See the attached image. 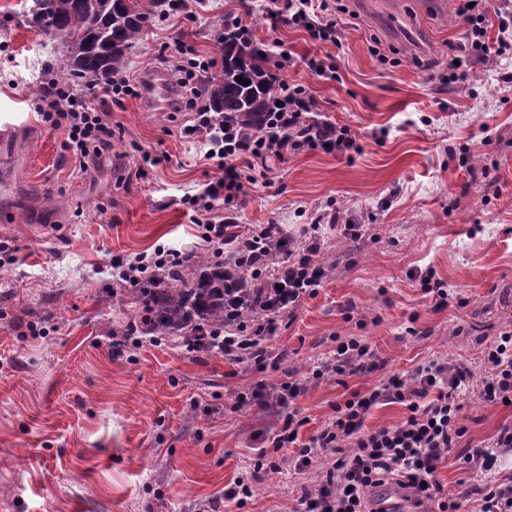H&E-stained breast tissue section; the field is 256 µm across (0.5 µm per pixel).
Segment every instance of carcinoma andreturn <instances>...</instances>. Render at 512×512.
I'll use <instances>...</instances> for the list:
<instances>
[{"mask_svg": "<svg viewBox=\"0 0 512 512\" xmlns=\"http://www.w3.org/2000/svg\"><path fill=\"white\" fill-rule=\"evenodd\" d=\"M169 0H33L32 25L62 39L63 51L50 71L86 84L121 71L127 51L143 36L157 9ZM222 66L207 82L210 111L246 134H259L273 92L265 49L237 31L221 39ZM288 255V242L253 239L229 248L219 261L196 256L168 273L169 282L141 285L130 300L139 312L140 336L183 344L190 340L206 350L224 351V329L252 319L267 304L269 276L288 293V265L273 266Z\"/></svg>", "mask_w": 512, "mask_h": 512, "instance_id": "carcinoma-1", "label": "carcinoma"}]
</instances>
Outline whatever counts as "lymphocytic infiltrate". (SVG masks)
Returning <instances> with one entry per match:
<instances>
[{"mask_svg": "<svg viewBox=\"0 0 512 512\" xmlns=\"http://www.w3.org/2000/svg\"><path fill=\"white\" fill-rule=\"evenodd\" d=\"M264 15L288 21L308 30L324 42L339 40L337 17L344 12L343 0H263ZM458 14L466 23L462 43L456 46L454 62L448 67L449 78L465 76L473 62L512 54V10L501 8L496 38H489L484 0H459ZM290 58L275 54L269 79L275 96L268 115V128L258 135L243 134L236 127L218 120L196 86L197 74L207 65L179 54L174 60L173 77L176 96L173 111L189 109L193 123L188 133H206L210 148L207 157L222 176L198 194L199 211L207 213L202 238L214 252H223L227 240L224 224L214 218L218 207L233 202L255 185L256 177L245 171L240 161L248 156L261 162L283 159L285 154L320 148L345 155L357 144L348 127L314 118L317 106L306 87L286 82L282 74ZM36 109L54 127L65 129L66 147L80 170L98 163L112 149V124L105 113L85 104L73 91L69 80L50 79L38 98ZM309 243L288 265L289 280H302V287L289 288L288 303L296 305L308 290L318 288L324 270L313 262L320 245L322 227L309 225ZM190 251L160 249L154 256H139L123 272L124 280L136 283L159 277L161 270L187 261ZM268 315L243 323L238 333L225 337L224 353L245 358L263 366L267 358ZM368 346L352 338L340 342L331 362L316 371V378L353 376L375 369ZM471 371L464 366L431 360L404 375H392L366 392H352L335 417L307 441L297 439L304 419L294 402L307 385L292 378L273 392L257 386L249 394L237 397V407L252 404L276 406L282 426L273 439V447L295 444L290 463L295 472H303L315 458L327 450L334 459L323 467L317 480L303 487L297 502L299 512H383L371 492L384 485L394 486L408 512H465L467 493L445 494L436 481L438 468L451 459L464 429L460 424L461 391L469 384ZM483 398L490 404H512V331L499 334L484 359ZM382 403H400L409 414L401 422L365 430L364 423L372 408ZM512 457V423L502 425L494 437L470 446L464 457L481 495L483 512H512V478L498 479L497 469Z\"/></svg>", "mask_w": 512, "mask_h": 512, "instance_id": "lymphocytic-infiltrate-1", "label": "lymphocytic infiltrate"}]
</instances>
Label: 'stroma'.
<instances>
[{
    "mask_svg": "<svg viewBox=\"0 0 512 512\" xmlns=\"http://www.w3.org/2000/svg\"><path fill=\"white\" fill-rule=\"evenodd\" d=\"M32 0H0V111L13 114L21 147L4 166L0 192V512H292L303 486L325 466H289L255 484L245 507L224 489L252 469L278 431L272 408H236L256 383L279 387L288 374L307 382L297 405L307 440L334 418L351 392L429 360L469 367L460 395L467 444L512 421V405H491L478 379L484 350L512 327V55L474 64L467 80H447L448 48L465 27L456 0H347L340 44L314 40L287 22L262 25L253 39L295 60L287 81L304 84L321 119L351 129L360 149L339 156L305 150L275 164L223 214L240 234L282 225L303 240L326 224L314 261L325 275L313 296L287 309L267 343L264 369L220 353L172 343L131 345L134 315L122 267L158 247L207 252L205 217L187 197L220 172L204 158V137L185 133L190 111L152 105L148 94L121 104L83 88L112 122V152L80 172L64 130L35 110L47 62L61 49L28 23ZM261 18L257 0H184L153 20L130 50L125 73L144 84L168 72V57L191 49L219 59L228 14ZM325 66L324 76L307 67ZM161 156L131 177L141 151ZM368 225L360 248L333 219ZM452 290L436 308L420 271ZM357 337L374 371L345 384L312 374Z\"/></svg>",
    "mask_w": 512,
    "mask_h": 512,
    "instance_id": "35a3bbf8",
    "label": "stroma"
}]
</instances>
